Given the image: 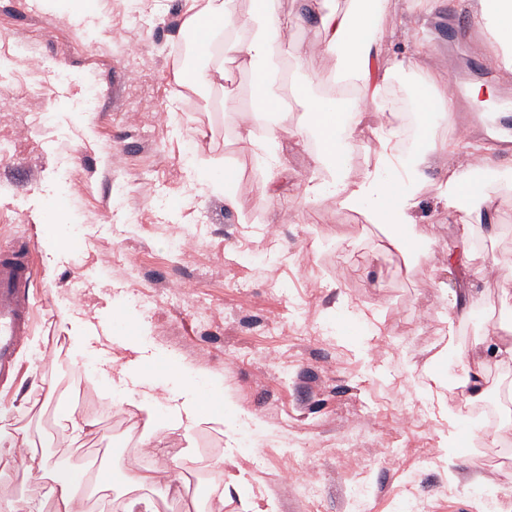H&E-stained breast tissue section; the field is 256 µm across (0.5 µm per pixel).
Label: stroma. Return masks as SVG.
<instances>
[{
  "label": "stroma",
  "mask_w": 512,
  "mask_h": 512,
  "mask_svg": "<svg viewBox=\"0 0 512 512\" xmlns=\"http://www.w3.org/2000/svg\"><path fill=\"white\" fill-rule=\"evenodd\" d=\"M348 0H280L290 37L278 65L292 100L280 133L291 179L262 197V170L243 128L259 122L224 101L250 92L242 59L233 82L187 87L176 50L188 35L182 0H0V141L20 125L27 136L0 159V254L31 243L37 270L36 322L21 344L17 382L1 386L15 427L50 436V462L80 471V453L99 449L109 488L101 512H125L122 477L151 467L127 450L143 419L133 406L144 387L168 395L195 385L220 424L163 429L170 454L156 489L178 494L183 512H348L355 485L366 512H505L512 503V437L472 413L468 389L448 381L458 354L478 341L512 343V152H496L487 222L467 227L463 212L423 195L409 263L387 228L333 198L303 197L307 179L327 174L314 141L296 133L305 96L336 82L319 43L318 11ZM381 36L403 47L421 30L420 59L439 85L476 52L448 48L438 22L474 15L477 0H380ZM142 44V59L125 55ZM43 74L30 78V57ZM150 66L133 74L142 60ZM369 113L348 152L346 179L359 181L382 153ZM233 170L235 206L207 184ZM52 215L64 251L47 249L41 224ZM78 237H71V229ZM189 231L193 250L173 256L171 238ZM478 305L460 288L472 268ZM206 306L208 321L195 309ZM88 323L75 352L63 316ZM147 349L136 381L114 391L102 374L122 344ZM53 387L55 405L26 402L32 386ZM483 395L498 421L512 418V368L485 366ZM65 404L89 428L70 444L54 427ZM318 489L308 497L296 475Z\"/></svg>",
  "instance_id": "1"
}]
</instances>
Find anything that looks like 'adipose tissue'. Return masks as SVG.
<instances>
[{"instance_id": "adipose-tissue-1", "label": "adipose tissue", "mask_w": 512, "mask_h": 512, "mask_svg": "<svg viewBox=\"0 0 512 512\" xmlns=\"http://www.w3.org/2000/svg\"><path fill=\"white\" fill-rule=\"evenodd\" d=\"M184 10L192 27H205L210 34L223 30L225 55L241 54L246 58L255 88L250 110L267 121L261 161L267 178L262 193L264 197H273L280 180L290 176L275 147L279 119L287 110L283 99L273 90L275 74L271 68L288 33L279 15L278 0H254V10L246 17L238 14L235 0H184ZM477 16L496 59L504 69L512 71V0H478ZM376 25L375 0H361L355 10L334 8L317 15L320 44L325 54L343 63L356 82L354 97L337 92L304 100V108L311 118L309 129L317 136L314 162L329 176L324 183L307 182L304 196L308 199L331 196L343 208L366 212L371 223L387 225L392 244L406 251L410 245L404 233L417 223L420 197L428 186H435L437 197L448 207L465 208L473 224L485 221L488 199L483 194L467 191L472 171L463 164L447 178L433 182L430 172L435 159L447 150L446 143L435 141L433 134H426L424 143L412 154H402L399 132L403 116L394 109L376 131L383 147L378 165L367 170L354 186L345 185L346 146L354 140L367 117L362 106L366 103L381 106L395 75L416 77L428 89L430 96L420 106L428 125L447 120L455 109L446 89L425 77L416 55H401L394 58L391 66L380 67L379 60L386 47L380 38L369 34L370 28ZM135 407L144 416L142 436L147 440L164 427L189 430L214 419L192 386L171 392L167 415H159L158 401L152 396H144ZM26 472L34 484V496L54 501L57 512H71L80 492L76 481L63 478L59 467L35 454L29 456Z\"/></svg>"}]
</instances>
